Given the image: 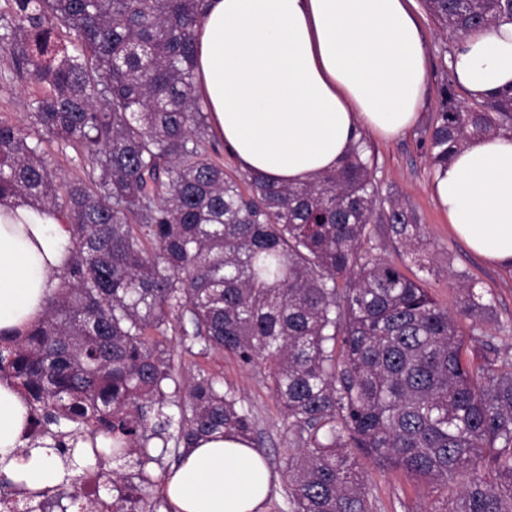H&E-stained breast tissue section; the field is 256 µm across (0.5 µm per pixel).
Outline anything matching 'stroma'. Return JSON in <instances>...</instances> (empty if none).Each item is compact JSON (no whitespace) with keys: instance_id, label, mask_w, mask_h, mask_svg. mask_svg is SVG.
Here are the masks:
<instances>
[{"instance_id":"stroma-1","label":"stroma","mask_w":512,"mask_h":512,"mask_svg":"<svg viewBox=\"0 0 512 512\" xmlns=\"http://www.w3.org/2000/svg\"><path fill=\"white\" fill-rule=\"evenodd\" d=\"M410 8L417 17L427 44L429 91L416 124L392 140L366 134L375 157L376 179L382 195L399 199L417 216L422 243L430 264L419 269L401 250L384 239H377L373 254L403 268L407 274L423 278L436 302L457 321L467 348L479 347L483 333H490L500 360L512 359V268L487 265L454 236L448 215L433 194L435 170L430 164L428 139L446 98L468 104L460 87H448L450 53L456 43L445 35L427 10L424 0H412ZM38 92L35 84L21 78L0 82V120L28 126L31 100ZM46 156L62 179L89 178L91 168L77 150L55 140L43 144ZM467 271L480 291H490L494 298V323L481 322L462 314L460 296L453 286L456 272ZM508 326V333H495V325ZM205 368L225 385L235 389L254 415L255 433L266 448L265 460L275 486L264 512H288L289 455L297 453L295 435L277 406L266 372L241 364L228 355H212ZM365 475L373 512H428L436 494L426 483L415 482L400 473H385L362 450H355Z\"/></svg>"}]
</instances>
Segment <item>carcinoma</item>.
Masks as SVG:
<instances>
[{
	"instance_id": "1",
	"label": "carcinoma",
	"mask_w": 512,
	"mask_h": 512,
	"mask_svg": "<svg viewBox=\"0 0 512 512\" xmlns=\"http://www.w3.org/2000/svg\"><path fill=\"white\" fill-rule=\"evenodd\" d=\"M12 3L0 48L49 91L31 104L35 133L0 121V201L53 209L70 233L42 319L0 334V380L27 406L16 455L46 448L65 462L53 494L15 500L18 512H157L147 467L169 442L238 436L263 452L233 391L159 349L170 329L189 353L267 371L302 447L287 463L291 512H373L354 448L382 471L456 486L427 512H512V362L489 341L463 357L424 281L371 257L383 223L424 262L417 216L381 195L365 140L309 183L238 179L212 158L194 93L205 0ZM424 3L455 37L512 20V0ZM499 133H512V92L447 106L431 163ZM45 137L80 146L98 179L57 183ZM456 286L464 314L491 320L493 299L467 273ZM105 459L139 483L105 477ZM91 474L112 502L66 494Z\"/></svg>"
}]
</instances>
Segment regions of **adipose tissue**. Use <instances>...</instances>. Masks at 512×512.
Wrapping results in <instances>:
<instances>
[{
	"label": "adipose tissue",
	"mask_w": 512,
	"mask_h": 512,
	"mask_svg": "<svg viewBox=\"0 0 512 512\" xmlns=\"http://www.w3.org/2000/svg\"><path fill=\"white\" fill-rule=\"evenodd\" d=\"M409 0H208L197 34V92L240 168L283 184L335 169L361 131L410 128L426 93V42ZM475 101L512 86V21L469 32L452 55ZM433 193L455 234L489 264L512 267V134L472 139L437 170ZM62 216L0 202V332L39 321L67 259ZM27 407L0 383V464L29 485L56 462L11 454ZM174 512H263L261 455L219 438L191 448L165 481Z\"/></svg>",
	"instance_id": "obj_1"
}]
</instances>
